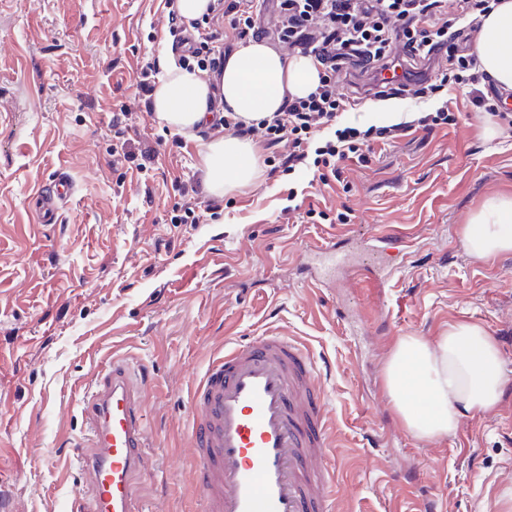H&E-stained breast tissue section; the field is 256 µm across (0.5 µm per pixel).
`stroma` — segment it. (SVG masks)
<instances>
[{"label":"stroma","instance_id":"stroma-1","mask_svg":"<svg viewBox=\"0 0 512 512\" xmlns=\"http://www.w3.org/2000/svg\"><path fill=\"white\" fill-rule=\"evenodd\" d=\"M166 0H0V512H69L82 399L112 359L148 365L144 405L157 471L135 481L140 512H202L186 401L225 347L278 331L305 342L325 389L338 512H499L512 489V254L471 257L461 230L512 195V111L489 116L465 87L404 99L401 118L448 100L453 124L412 126L342 181L261 168L217 197L200 152L214 132H175L139 95L141 66L174 47ZM121 115L113 128V115ZM144 170L113 155L116 131ZM73 194L55 224L32 199L56 176ZM211 215L174 224L184 188ZM351 216L350 223L336 219ZM403 241L383 281L365 243ZM355 264L327 286L308 266L327 240ZM481 325L507 378L491 411L434 440L392 410L383 372L398 339Z\"/></svg>","mask_w":512,"mask_h":512}]
</instances>
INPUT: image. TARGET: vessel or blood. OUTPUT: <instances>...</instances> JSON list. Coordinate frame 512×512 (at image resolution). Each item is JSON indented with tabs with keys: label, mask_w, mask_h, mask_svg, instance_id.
Masks as SVG:
<instances>
[{
	"label": "vessel or blood",
	"mask_w": 512,
	"mask_h": 512,
	"mask_svg": "<svg viewBox=\"0 0 512 512\" xmlns=\"http://www.w3.org/2000/svg\"><path fill=\"white\" fill-rule=\"evenodd\" d=\"M57 179L36 198L38 221L55 223L72 194ZM315 281L351 269L335 242L321 245ZM147 367L115 363L84 393L89 410L82 470L91 494L75 512H136L134 479L154 470L143 396ZM189 448L204 512H334L338 479L326 464L330 420L308 347L266 333L213 359L187 405Z\"/></svg>",
	"instance_id": "b4317fda"
}]
</instances>
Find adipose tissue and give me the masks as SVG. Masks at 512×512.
<instances>
[{"label": "adipose tissue", "instance_id": "1", "mask_svg": "<svg viewBox=\"0 0 512 512\" xmlns=\"http://www.w3.org/2000/svg\"><path fill=\"white\" fill-rule=\"evenodd\" d=\"M472 51L499 86L512 89V0L482 17ZM162 74L152 92L158 118L181 132L200 128L210 118L214 99L226 111L252 124L282 111L286 96L304 97L319 84V66L305 55L284 57L266 41L250 40L224 60L217 80L186 70L173 54L161 59ZM203 181L212 194L253 182L259 169L250 141L219 136L201 153ZM471 256L480 260L512 254V196L489 197L463 228ZM506 379L501 352L477 324L457 322L436 339L401 337L384 371L389 402L405 428L418 438L453 432L469 413L492 410Z\"/></svg>", "mask_w": 512, "mask_h": 512}]
</instances>
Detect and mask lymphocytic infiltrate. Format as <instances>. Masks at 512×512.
<instances>
[{"instance_id": "f902f5d3", "label": "lymphocytic infiltrate", "mask_w": 512, "mask_h": 512, "mask_svg": "<svg viewBox=\"0 0 512 512\" xmlns=\"http://www.w3.org/2000/svg\"><path fill=\"white\" fill-rule=\"evenodd\" d=\"M499 0H273L275 23L272 40L298 47L320 66V83L304 98L287 97L283 112L263 121L268 145L288 143L287 156L278 166L296 171L315 163L334 179H341L344 162L369 163L363 150L372 140L389 141L409 130V123L385 127L360 128L347 125L336 129L332 140L313 146L312 134L331 124L345 112L354 110L357 97L337 95L336 72L347 59H355L369 75L363 95L374 98H398L412 95L426 100L441 93L449 81L470 85L473 105L489 115H497L501 98L492 78L481 70L475 55L460 52L459 21L477 28L479 18L492 11ZM173 28L186 38L180 63L220 74L224 66V45L212 22L227 17L238 40L261 35L255 0H211L209 11L201 19L183 22L177 10H170ZM403 44L413 61L430 65L440 51L448 53L446 72L389 86L379 78L381 69L393 53L395 44Z\"/></svg>"}]
</instances>
